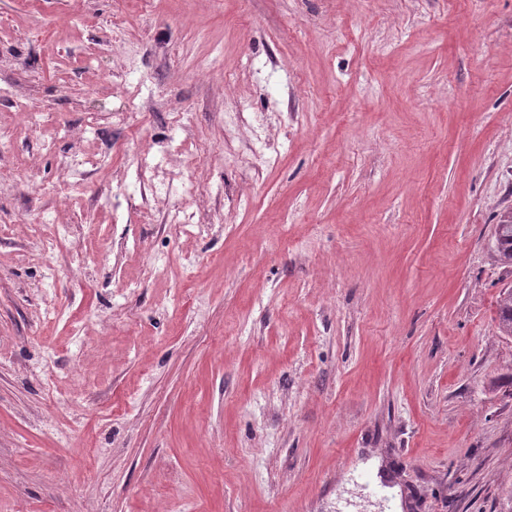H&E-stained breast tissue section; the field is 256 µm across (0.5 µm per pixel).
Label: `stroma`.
I'll return each mask as SVG.
<instances>
[{
	"label": "stroma",
	"instance_id": "obj_1",
	"mask_svg": "<svg viewBox=\"0 0 512 512\" xmlns=\"http://www.w3.org/2000/svg\"><path fill=\"white\" fill-rule=\"evenodd\" d=\"M509 208L512 0H0V512H512ZM493 251L503 264L512 266V211L501 212L495 225ZM497 332L512 337V287L502 289L497 297Z\"/></svg>",
	"mask_w": 512,
	"mask_h": 512
}]
</instances>
